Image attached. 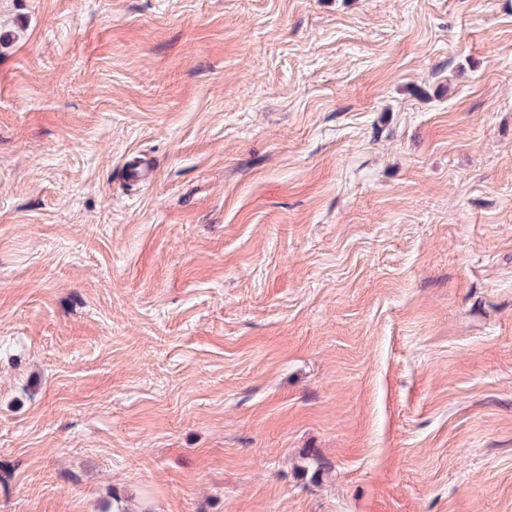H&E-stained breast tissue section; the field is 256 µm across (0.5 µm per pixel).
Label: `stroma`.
I'll return each instance as SVG.
<instances>
[{"instance_id":"obj_1","label":"stroma","mask_w":512,"mask_h":512,"mask_svg":"<svg viewBox=\"0 0 512 512\" xmlns=\"http://www.w3.org/2000/svg\"><path fill=\"white\" fill-rule=\"evenodd\" d=\"M0 512H512V0H0Z\"/></svg>"}]
</instances>
